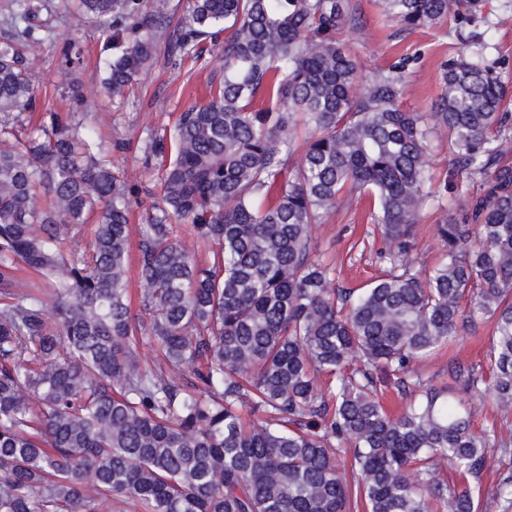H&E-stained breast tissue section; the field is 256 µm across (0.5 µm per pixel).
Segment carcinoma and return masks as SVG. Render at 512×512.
<instances>
[{
  "label": "carcinoma",
  "mask_w": 512,
  "mask_h": 512,
  "mask_svg": "<svg viewBox=\"0 0 512 512\" xmlns=\"http://www.w3.org/2000/svg\"><path fill=\"white\" fill-rule=\"evenodd\" d=\"M413 29L470 19L480 0H380ZM78 0L102 24L101 88L126 97L153 64L222 62L203 105L140 146L166 158L137 242L139 312L128 293L129 213L142 188L112 165L79 85L36 124L25 53L52 27L46 0H10L0 24V512H478L477 476L512 447L473 427L471 397L512 414V150L500 80L479 62L444 72L436 123L458 169L485 191L436 234L440 263L410 259L431 194V130L400 108L402 74L356 88L337 40L349 0ZM227 40H221L224 32ZM62 69L83 47L66 36ZM373 200L390 271L330 287L314 224L347 196ZM188 224L210 257L174 231ZM493 322L492 377L448 364L460 392L419 363ZM156 346L159 360L142 359ZM391 371L410 401L377 395ZM351 477H346V473Z\"/></svg>",
  "instance_id": "carcinoma-1"
}]
</instances>
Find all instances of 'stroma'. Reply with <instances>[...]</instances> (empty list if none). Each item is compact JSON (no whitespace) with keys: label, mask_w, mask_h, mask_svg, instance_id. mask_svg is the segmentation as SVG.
Instances as JSON below:
<instances>
[{"label":"stroma","mask_w":512,"mask_h":512,"mask_svg":"<svg viewBox=\"0 0 512 512\" xmlns=\"http://www.w3.org/2000/svg\"><path fill=\"white\" fill-rule=\"evenodd\" d=\"M53 35L38 45L32 65L41 92V108L54 112L67 109L62 96L64 77L60 71L59 39L72 30L75 0H48ZM354 21L338 34L339 41L360 64L362 79L400 70L404 77L399 100L403 110L431 119L443 93L446 64L460 58L481 60L503 84L506 110L512 113V0H482L480 12L471 20L447 19L442 24L406 29L385 16L379 0H350ZM84 46V63L79 73L88 100V112L99 120L104 141L122 140L129 147L112 155L129 182L154 185L158 165L141 160L142 140L173 129L181 112L208 96L210 74L220 67L210 59L207 68L177 69L167 61L164 41H157L155 61L143 75L133 94L125 100L106 103L97 86L106 58L95 22L77 30ZM428 185L432 201L420 213L418 237L412 259L417 267H433L442 245L436 238L437 224L464 202L475 200L484 191L482 178H469L455 166L448 149V133L433 127L427 147ZM313 245L323 262L336 268L334 287L355 288L382 275L386 270L379 252L382 240L370 215L367 197L355 195L313 228ZM491 323L483 321L475 333L458 337L423 363L425 375L444 374L449 362L485 368V353ZM512 479V454L494 453L479 478L473 480L481 512H504L505 503L496 496L504 479Z\"/></svg>","instance_id":"35a3bbf8"}]
</instances>
